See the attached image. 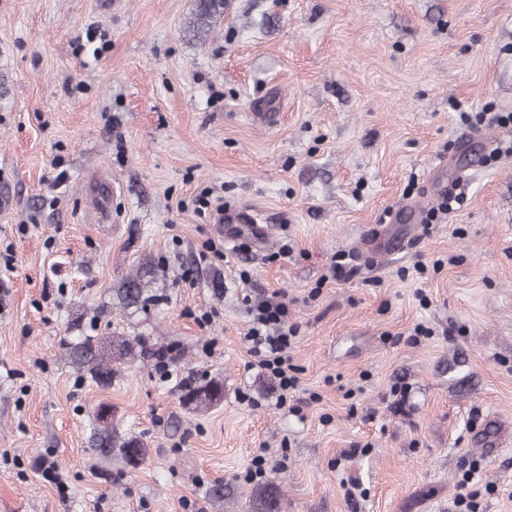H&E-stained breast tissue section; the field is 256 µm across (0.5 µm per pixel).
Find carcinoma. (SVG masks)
<instances>
[{
	"mask_svg": "<svg viewBox=\"0 0 512 512\" xmlns=\"http://www.w3.org/2000/svg\"><path fill=\"white\" fill-rule=\"evenodd\" d=\"M225 0H194L192 24L199 29L211 28L224 16ZM148 271H137L116 289V297L125 308L143 307L151 301V283ZM142 346L139 336L129 340L123 336L97 338L95 336H69L64 343L68 357L84 368L90 378L100 385L112 382V364L135 355V349ZM224 397V384L210 381L202 386L188 389L185 399L197 407H206ZM98 428L90 437V448L103 458L116 455L126 463L136 466L146 457V447L136 437L121 438L112 429V412L105 406H98L95 415Z\"/></svg>",
	"mask_w": 512,
	"mask_h": 512,
	"instance_id": "cac0c4a2",
	"label": "carcinoma"
}]
</instances>
